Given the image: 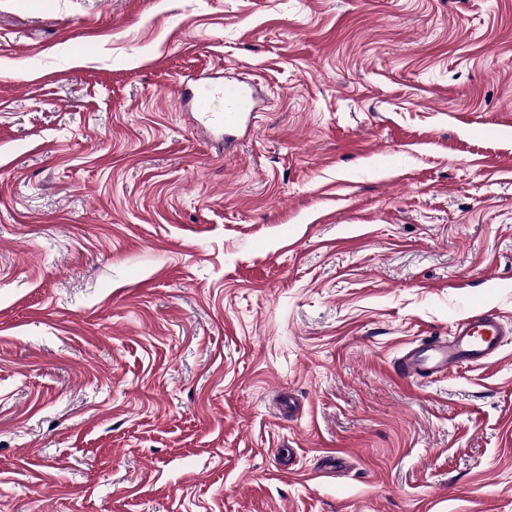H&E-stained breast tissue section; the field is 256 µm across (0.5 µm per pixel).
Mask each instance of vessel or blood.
Segmentation results:
<instances>
[{
    "label": "vessel or blood",
    "mask_w": 512,
    "mask_h": 512,
    "mask_svg": "<svg viewBox=\"0 0 512 512\" xmlns=\"http://www.w3.org/2000/svg\"><path fill=\"white\" fill-rule=\"evenodd\" d=\"M199 111L224 127H237L243 116L254 110V96L236 82H225L221 92L198 88ZM512 344V329L490 312L476 311L456 321L451 335L432 336L411 348L394 367L397 377L411 382L449 372L465 364H485Z\"/></svg>",
    "instance_id": "b4317fda"
}]
</instances>
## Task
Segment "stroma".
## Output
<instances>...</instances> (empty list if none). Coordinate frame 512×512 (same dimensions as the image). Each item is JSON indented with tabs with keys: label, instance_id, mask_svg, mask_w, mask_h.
<instances>
[{
	"label": "stroma",
	"instance_id": "stroma-1",
	"mask_svg": "<svg viewBox=\"0 0 512 512\" xmlns=\"http://www.w3.org/2000/svg\"><path fill=\"white\" fill-rule=\"evenodd\" d=\"M473 307L512 0H0V512H512V346L393 372ZM196 107L200 112L215 118L224 128L237 127L243 116L254 110V96L236 82H224V88L217 93L207 87H200L195 94Z\"/></svg>",
	"mask_w": 512,
	"mask_h": 512
}]
</instances>
